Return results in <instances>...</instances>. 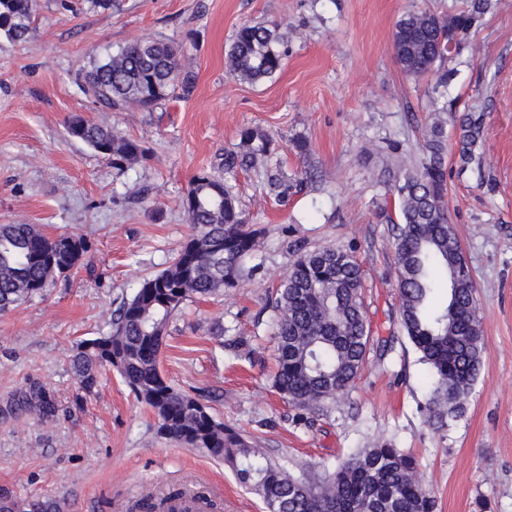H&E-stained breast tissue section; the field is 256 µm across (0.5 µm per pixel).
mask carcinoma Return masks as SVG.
<instances>
[{
	"label": "carcinoma",
	"instance_id": "cac0c4a2",
	"mask_svg": "<svg viewBox=\"0 0 512 512\" xmlns=\"http://www.w3.org/2000/svg\"><path fill=\"white\" fill-rule=\"evenodd\" d=\"M489 0H470L447 18L410 9L398 20L393 46L410 76L433 75L448 84V32L462 41L487 12ZM36 0H0V32L28 39ZM277 28L237 29L227 54L230 74L257 83L276 76L286 52ZM76 83L101 109L137 106L151 112L174 96L189 97L195 75L184 52L165 40L135 39L78 72ZM459 153L466 161L482 137V117L459 119ZM67 133L96 152L108 151L122 170L146 150L101 121L74 115ZM240 151H227L217 169L227 173L263 160L269 140L241 133ZM419 159L397 168L392 191L395 266L403 332L421 354L430 377L427 420L444 426L480 376L484 334L474 300L475 283L448 219L444 122L426 135ZM182 205L193 233L169 265L139 279L131 299L112 316L107 333L81 342L71 358L80 388L91 392L101 370H115L137 399L156 415L165 438L204 451L231 467L238 481L263 499L267 512H433L435 501L416 458L388 443L361 448L332 471L289 474L237 430L217 420L196 398L168 382L159 367L169 320L186 300L236 288L256 247L253 231L224 180L194 177ZM88 251L82 236H50L31 224H0V313L44 292L66 276ZM361 269L353 255L325 246L298 254L280 281L273 306L277 344L274 387L299 410L318 414L357 378L371 341L360 295ZM44 418L57 412L42 392L30 395ZM0 512H60L52 499L0 495Z\"/></svg>",
	"mask_w": 512,
	"mask_h": 512
}]
</instances>
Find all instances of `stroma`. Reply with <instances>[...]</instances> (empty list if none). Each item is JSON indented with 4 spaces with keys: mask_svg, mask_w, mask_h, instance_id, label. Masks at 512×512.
Listing matches in <instances>:
<instances>
[{
    "mask_svg": "<svg viewBox=\"0 0 512 512\" xmlns=\"http://www.w3.org/2000/svg\"><path fill=\"white\" fill-rule=\"evenodd\" d=\"M467 0H118L64 10L37 0L27 41L0 34V224H36L84 236L82 264L43 294L0 314V494L51 497L61 512H134L180 487L206 486L220 512H265L223 461L161 437L156 417L116 372L80 390L70 357L109 331L136 277L163 270L192 232L181 204L190 180L213 171L242 130L270 141L268 158L225 176L256 249L240 287L189 299L173 315L162 374L239 430L285 470L334 468L349 453L387 442L412 453L435 512H512V0L491 8L448 59L447 86L408 76L392 47L411 7L440 15ZM277 28L287 49L275 77L231 75L227 51L245 24ZM138 37L183 45L196 76L189 99L152 112H103L78 71ZM449 112L483 115L481 177L462 170L458 130L447 126L450 222L480 298L486 349L462 414L426 421L429 375L398 324L391 151L416 157ZM107 122L146 159L124 170L68 136L73 115ZM305 140L307 156L295 143ZM298 193L271 191L280 171ZM335 245L359 263L374 343L354 385L322 415L299 421L273 386V311L280 278L299 250ZM55 398L44 420L24 406L31 387Z\"/></svg>",
    "mask_w": 512,
    "mask_h": 512,
    "instance_id": "35a3bbf8",
    "label": "stroma"
}]
</instances>
